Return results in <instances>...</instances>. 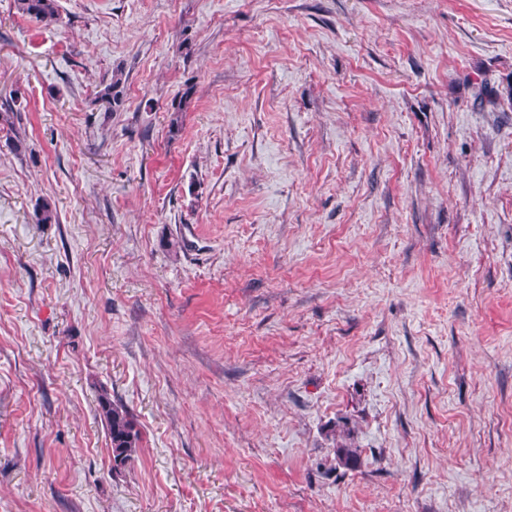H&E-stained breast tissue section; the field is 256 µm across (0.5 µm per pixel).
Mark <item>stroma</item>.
<instances>
[{
  "label": "stroma",
  "instance_id": "1",
  "mask_svg": "<svg viewBox=\"0 0 512 512\" xmlns=\"http://www.w3.org/2000/svg\"><path fill=\"white\" fill-rule=\"evenodd\" d=\"M58 5L0 0V512H512V0ZM57 0H16L18 9L25 15L42 22H55L58 19ZM98 412L110 442L112 469L119 470L136 454L141 432L133 414L122 404L113 402L105 389L98 397Z\"/></svg>",
  "mask_w": 512,
  "mask_h": 512
}]
</instances>
